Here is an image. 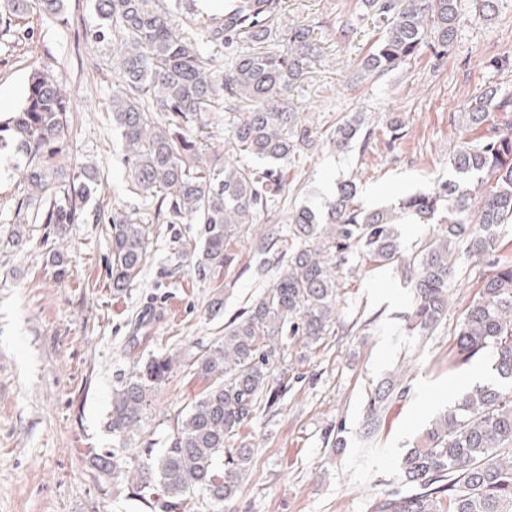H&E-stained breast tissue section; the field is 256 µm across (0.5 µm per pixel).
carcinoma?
<instances>
[{
  "label": "carcinoma",
  "instance_id": "1",
  "mask_svg": "<svg viewBox=\"0 0 512 512\" xmlns=\"http://www.w3.org/2000/svg\"><path fill=\"white\" fill-rule=\"evenodd\" d=\"M379 16L382 36L361 67L391 71L427 48L448 50L461 21V0H365ZM37 8L62 12L63 0H3L12 16ZM278 0H255L252 10L228 24L187 11L184 0L163 7L153 0H94L99 18L94 38L120 41L119 81L112 93V121L125 143L124 163L135 190L155 201L153 221L200 224L197 268L233 262L229 244L254 223L259 210L287 188L281 164L314 142L312 129L288 111L285 95L300 73L309 33L296 28L288 47L273 53H246L227 72L213 70L190 40L180 36L173 15L199 27L206 42L222 46L248 31L268 34L266 23ZM253 102L234 122L229 151L267 162L264 167L217 168L203 161L197 141L183 124L206 126L205 115L224 105V95ZM69 101L42 71L29 77L20 111L0 119V151L20 157L17 171L36 191L18 203L20 226L11 242L23 241L22 225L78 224L95 180L83 174L61 183L58 159L68 151ZM161 113V117L154 113ZM463 134L448 157L454 175L428 192L409 194L373 208L362 202L357 183L343 180L321 214L301 206L287 227L266 236L258 248L259 268L276 271L273 281L247 300L243 311L224 323V336L199 355L194 374L208 388L185 407L166 447L152 445L125 455L127 440L142 421L149 397L179 362L174 353L149 356L112 391L107 426L112 447L90 448L95 478L126 482L148 512H205L232 503L251 469L254 448L242 436L262 408L280 399L288 375V343L309 348L333 331L338 291L333 269L351 258L391 264L399 261L395 224L405 215L439 224L403 265L413 294L408 330L426 334L448 312L450 280L457 251L472 259H492V273L468 306L455 332L458 362L466 364L491 350L500 379L512 382V260L498 256L500 227L512 224V94L500 88L476 92L461 112ZM373 130L362 114L336 127V149L359 141L367 151ZM479 200L478 210L472 209ZM109 271L120 291L140 275L150 238L135 213L114 211ZM397 395L389 381L368 403V433ZM402 486L381 499L376 512H512V388L477 386L436 419L402 455Z\"/></svg>",
  "mask_w": 512,
  "mask_h": 512
}]
</instances>
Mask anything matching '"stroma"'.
Segmentation results:
<instances>
[{"label":"stroma","mask_w":512,"mask_h":512,"mask_svg":"<svg viewBox=\"0 0 512 512\" xmlns=\"http://www.w3.org/2000/svg\"><path fill=\"white\" fill-rule=\"evenodd\" d=\"M271 32L261 42L238 37L224 47L202 46L206 61L229 68L254 51H277L296 26L312 29L308 59L288 94L299 124L316 129L312 147L284 165L288 189L261 212L250 235L237 238L233 261L199 272L178 257L173 240L199 246L194 224H155L154 208L133 193L124 165V145L112 123V86L117 79L116 43L94 41L98 24L93 0H65L63 16L33 10L13 18L0 37V112L20 110L27 80L45 69L70 94V152L65 174L85 166L99 173L88 210L122 209L151 222L149 256L137 279L116 291L108 273L110 240L105 225H67L63 234L30 224L22 246L9 244L20 199L28 193L10 153L0 154V512H145L126 486L96 481L85 455L112 444L107 429L112 389L148 354L171 351L180 363L152 395L141 429L128 450L163 447L178 414L207 386L190 364L223 334L225 321L272 281L258 275L262 233L287 224L295 208L326 209L336 185L356 179L362 201L390 205L406 193L424 191L448 176L454 119L475 92L488 85L512 91V0H497L492 17H476L473 0H461L463 19L443 58L422 51L381 75L361 61L380 36L378 18L363 0H279ZM351 22L354 32L339 28ZM250 101L228 98L207 113L200 148L206 161L224 165V151L237 113ZM363 113L367 127L404 124L395 144L373 141L336 150L339 120ZM62 252L65 276L52 261ZM488 261L457 267L448 316L429 336L406 329L412 294L400 270L370 263L346 264L337 272L338 322L306 358L288 356V388L272 411L245 426L254 445L252 468L231 512H374L385 494L399 488L398 460L435 416L468 390L498 383L489 357L457 364L454 333L489 274ZM223 293L224 307L210 302ZM144 318L140 346L130 336ZM397 378L404 395L393 398L381 426L364 439L368 401L381 383ZM339 427L343 447L328 434Z\"/></svg>","instance_id":"stroma-1"}]
</instances>
